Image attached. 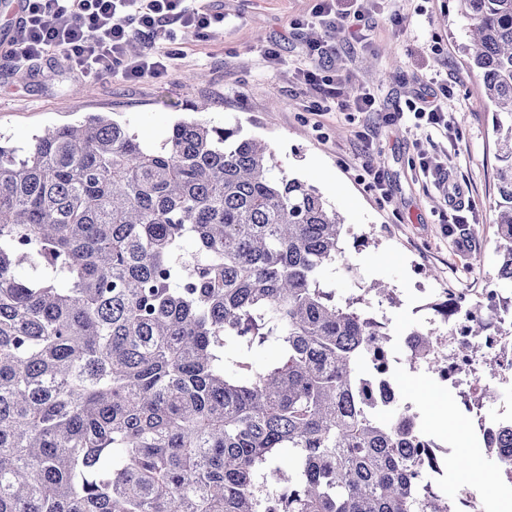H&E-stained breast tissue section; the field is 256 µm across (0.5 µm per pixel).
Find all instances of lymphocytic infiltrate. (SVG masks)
Here are the masks:
<instances>
[{
	"label": "lymphocytic infiltrate",
	"mask_w": 512,
	"mask_h": 512,
	"mask_svg": "<svg viewBox=\"0 0 512 512\" xmlns=\"http://www.w3.org/2000/svg\"><path fill=\"white\" fill-rule=\"evenodd\" d=\"M23 19L0 56L20 70L57 60L82 78L96 80L120 72L130 79L155 77L179 59L177 50L128 52L133 38L176 24L200 34L224 15L196 6L195 0H26Z\"/></svg>",
	"instance_id": "lymphocytic-infiltrate-1"
}]
</instances>
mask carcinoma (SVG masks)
I'll return each instance as SVG.
<instances>
[{
	"label": "carcinoma",
	"instance_id": "cac0c4a2",
	"mask_svg": "<svg viewBox=\"0 0 512 512\" xmlns=\"http://www.w3.org/2000/svg\"><path fill=\"white\" fill-rule=\"evenodd\" d=\"M457 2L512 292V0ZM272 159L195 117L155 145L108 112L0 139V512H453L419 416L369 395L389 329L326 281L343 219ZM466 311L477 353L498 308ZM443 342L404 351L436 377ZM487 447L512 479V420Z\"/></svg>",
	"mask_w": 512,
	"mask_h": 512
}]
</instances>
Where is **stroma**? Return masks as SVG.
I'll use <instances>...</instances> for the list:
<instances>
[{"mask_svg": "<svg viewBox=\"0 0 512 512\" xmlns=\"http://www.w3.org/2000/svg\"><path fill=\"white\" fill-rule=\"evenodd\" d=\"M202 2L223 12V23L203 38L177 35L182 57L159 77L131 82L112 73L85 81L54 60L22 77L0 62V134L24 144L86 113L109 112L141 140L157 143L178 116L206 102L212 120L241 124L268 142L281 169L317 188L341 213L351 268L331 279L345 297L361 294L374 279L395 285L400 305L368 300L393 337L427 327L424 306L443 291L498 287L492 114L479 77L457 50L465 22L456 0H370L358 43L349 38V21L310 24L316 0ZM310 40L332 48L333 96L298 76ZM270 41L281 54L273 68L261 52ZM363 93L375 96L377 111L349 110L351 97ZM425 95L448 112L449 132L415 117ZM431 156L448 158L453 178L468 187L472 207L464 223H452L444 190L422 168ZM371 167L382 173L383 189L370 183ZM392 380L430 437L464 456V465L449 466V482L478 488L488 458L461 394L421 369H404ZM435 401L447 410V425L435 423Z\"/></svg>", "mask_w": 512, "mask_h": 512, "instance_id": "stroma-1", "label": "stroma"}]
</instances>
